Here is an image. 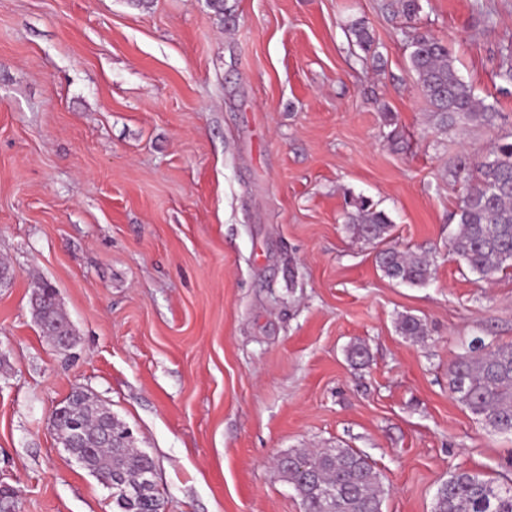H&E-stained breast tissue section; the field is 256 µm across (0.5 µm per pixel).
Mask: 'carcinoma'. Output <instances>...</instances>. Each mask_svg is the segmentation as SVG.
<instances>
[{
    "mask_svg": "<svg viewBox=\"0 0 512 512\" xmlns=\"http://www.w3.org/2000/svg\"><path fill=\"white\" fill-rule=\"evenodd\" d=\"M408 23L421 10L420 0H395ZM410 69L430 106L434 127L448 131L459 123L495 129L506 115L495 105L477 99L460 78L447 46L429 31L413 30ZM452 177L465 185L453 219L457 230L448 239V251L459 256L479 279L490 281L512 267V135L495 139L487 154L474 163L462 155L453 165ZM346 223L357 238L383 245L376 261L388 278L412 287L426 285L432 272L425 253L401 250L391 244L393 224L362 196L347 202ZM56 332L67 319L48 301L37 310ZM401 335L425 334L422 321L411 315L398 320ZM351 364L368 361L366 345L353 343L347 350ZM448 384L456 399L485 426L512 434V345L486 348L485 340L472 339L448 367ZM71 419L57 429L64 442L78 439L92 444L88 470L118 479L132 494L112 499L115 512H163L155 482L148 479L151 461L126 440L124 427L112 420V441L100 444L101 406L86 394L69 402ZM302 470L283 468L281 473L301 498L305 512H382L384 489L368 457L353 448L296 450ZM433 512H512V480L500 481L458 471L438 489Z\"/></svg>",
    "mask_w": 512,
    "mask_h": 512,
    "instance_id": "carcinoma-1",
    "label": "carcinoma"
}]
</instances>
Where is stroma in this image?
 <instances>
[{
    "label": "stroma",
    "mask_w": 512,
    "mask_h": 512,
    "mask_svg": "<svg viewBox=\"0 0 512 512\" xmlns=\"http://www.w3.org/2000/svg\"><path fill=\"white\" fill-rule=\"evenodd\" d=\"M387 3L0 0V512H112L50 424L77 388L153 459L164 512H303L273 465L296 448L363 452L383 512H432L456 471L512 479V434L448 388L463 344H512V269L486 283L448 251L450 167L497 132L433 128ZM420 4L512 132V0ZM352 196L427 254V285L384 276ZM44 283L65 352L37 324Z\"/></svg>",
    "instance_id": "obj_1"
}]
</instances>
